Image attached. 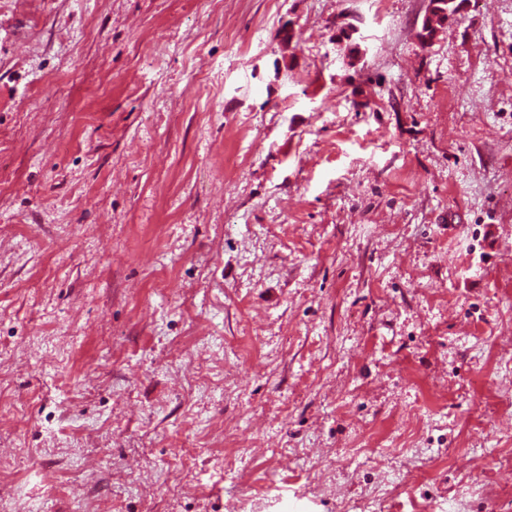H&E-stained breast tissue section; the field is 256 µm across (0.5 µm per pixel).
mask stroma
Masks as SVG:
<instances>
[{"label":"stroma","instance_id":"obj_1","mask_svg":"<svg viewBox=\"0 0 512 512\" xmlns=\"http://www.w3.org/2000/svg\"><path fill=\"white\" fill-rule=\"evenodd\" d=\"M428 7L0 0V512H512V0ZM461 1L466 0H430L428 13L422 20L421 30L418 34L420 41H430L435 34L448 24L449 20L457 17Z\"/></svg>","mask_w":512,"mask_h":512}]
</instances>
